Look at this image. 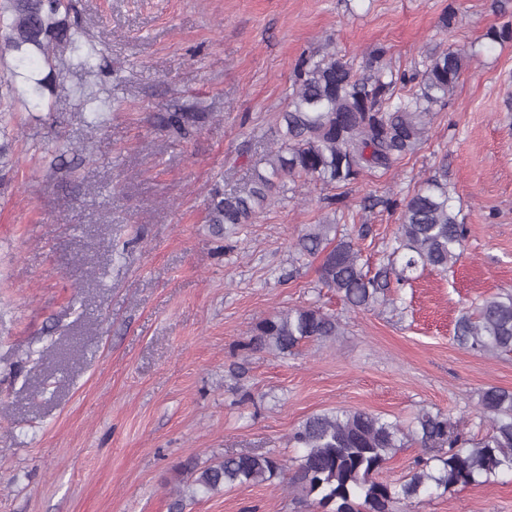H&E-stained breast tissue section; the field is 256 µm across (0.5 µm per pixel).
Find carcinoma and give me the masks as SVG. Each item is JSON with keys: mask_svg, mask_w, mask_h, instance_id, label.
Segmentation results:
<instances>
[{"mask_svg": "<svg viewBox=\"0 0 512 512\" xmlns=\"http://www.w3.org/2000/svg\"><path fill=\"white\" fill-rule=\"evenodd\" d=\"M78 65L92 66L96 47L69 17L68 0H0V58L17 61L7 79L0 78V101L14 97L20 68L40 58L48 72L32 81L30 92L43 99L53 91L58 73L52 60L64 52ZM379 48L362 69L335 52L305 57L295 68L288 104L278 115L276 147L268 153L265 172L248 187L226 192L212 189L207 222L224 226L252 223L256 210L271 200L287 179L304 177L332 188L355 183L365 171H386L413 153L428 133L434 112L448 103L475 52L457 47L428 54L409 71L395 70ZM170 136L188 139L198 116L177 108L157 114ZM397 233L387 263L364 270L354 243L338 236V222L328 217L312 224L295 243L301 257H321L319 282L353 309L368 311L388 301L391 283L402 288L419 269L446 270L463 254L466 225L451 205L448 170L441 167L403 200ZM339 331L335 316L314 305L270 315L252 331L247 346L290 354L310 341L330 340ZM454 340L463 349L483 353L512 352V293L482 299L460 313ZM479 439L464 438L458 422L441 412L421 410L405 425L365 410L339 408L316 413L291 433L295 457L288 484L313 499L321 512H398V505L456 486L491 482L512 471V391L488 386L478 393ZM422 454L410 474L393 483L378 478L405 442ZM195 491L255 486L286 475L274 452L226 454L209 464L187 469Z\"/></svg>", "mask_w": 512, "mask_h": 512, "instance_id": "cac0c4a2", "label": "carcinoma"}]
</instances>
